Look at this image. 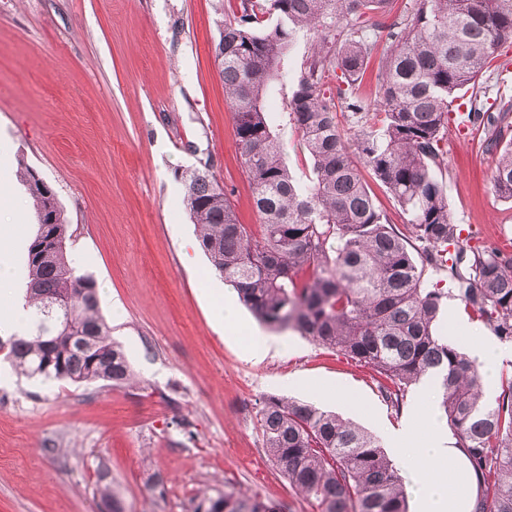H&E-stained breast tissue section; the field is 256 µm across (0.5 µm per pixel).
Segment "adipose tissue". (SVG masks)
I'll use <instances>...</instances> for the list:
<instances>
[{"label": "adipose tissue", "instance_id": "1", "mask_svg": "<svg viewBox=\"0 0 512 512\" xmlns=\"http://www.w3.org/2000/svg\"><path fill=\"white\" fill-rule=\"evenodd\" d=\"M413 426L400 434L412 460L409 490L423 505L421 512H472L477 494L473 476L460 472L461 451L449 446L441 430L420 444H411Z\"/></svg>", "mask_w": 512, "mask_h": 512}]
</instances>
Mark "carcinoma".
<instances>
[{"instance_id":"obj_1","label":"carcinoma","mask_w":512,"mask_h":512,"mask_svg":"<svg viewBox=\"0 0 512 512\" xmlns=\"http://www.w3.org/2000/svg\"><path fill=\"white\" fill-rule=\"evenodd\" d=\"M393 2L238 0L227 15L217 0L215 61L260 224L240 222L207 162L185 173L184 203L212 269L261 322L372 368L396 408L410 386L435 379L479 487L475 512H512V370L501 374L495 403L484 401L479 366L437 332L448 291L428 274H445L471 320L512 343V254L461 238L437 174L452 103L469 91L467 118L483 126L486 149L496 154L494 189L512 202V140L504 138L512 100L493 114L478 87L488 63L512 45V0H414L389 23ZM303 31L314 38L292 69L289 56ZM374 57L379 129L354 92ZM337 73L347 88L334 92L329 79ZM287 87V124L313 162L306 186L288 170L282 135L267 115L269 98ZM360 163L408 216V233L376 204ZM18 164L37 230L27 254L29 325L0 342L4 359L46 381L129 383L131 366L100 314L96 282L68 259L55 192L23 159ZM50 300L58 310L47 335L39 326ZM74 328L94 337L92 350L69 342ZM257 422L270 459L318 512H408L399 469L376 436L272 395L261 398ZM97 494L112 512H124L103 464ZM193 512L281 509L226 483L217 495L199 497Z\"/></svg>"}]
</instances>
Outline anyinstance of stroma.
Instances as JSON below:
<instances>
[{"instance_id": "35a3bbf8", "label": "stroma", "mask_w": 512, "mask_h": 512, "mask_svg": "<svg viewBox=\"0 0 512 512\" xmlns=\"http://www.w3.org/2000/svg\"><path fill=\"white\" fill-rule=\"evenodd\" d=\"M215 0H0V228L30 240L26 163L69 222L68 256L97 284L131 386L16 375L0 358V512H98L106 464L125 512H191L232 483L283 512H315L262 447L258 401L292 397L377 435L406 469L403 415L371 368L293 332L289 354L243 352L271 335L247 308L225 334L211 272L184 204L186 170L210 163L244 224L258 223L214 59ZM480 128L441 144L448 208L474 247H512V203L492 186ZM181 414L188 430L172 418ZM165 494L150 489L153 473Z\"/></svg>"}]
</instances>
